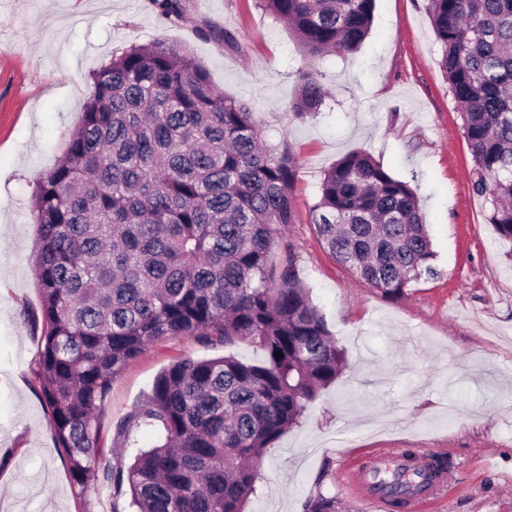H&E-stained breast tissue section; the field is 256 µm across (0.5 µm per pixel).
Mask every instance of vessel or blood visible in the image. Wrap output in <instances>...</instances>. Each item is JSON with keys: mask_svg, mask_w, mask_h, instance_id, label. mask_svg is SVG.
I'll return each instance as SVG.
<instances>
[{"mask_svg": "<svg viewBox=\"0 0 512 512\" xmlns=\"http://www.w3.org/2000/svg\"><path fill=\"white\" fill-rule=\"evenodd\" d=\"M437 455L436 449L424 448L408 459L399 449H388L355 468L349 490L372 512H388L395 494L389 476L396 471L407 472L414 480L402 492L406 512H428L448 491L446 470L433 467Z\"/></svg>", "mask_w": 512, "mask_h": 512, "instance_id": "1", "label": "vessel or blood"}]
</instances>
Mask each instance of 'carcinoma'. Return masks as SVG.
<instances>
[{"label": "carcinoma", "instance_id": "cac0c4a2", "mask_svg": "<svg viewBox=\"0 0 512 512\" xmlns=\"http://www.w3.org/2000/svg\"><path fill=\"white\" fill-rule=\"evenodd\" d=\"M376 0H259L312 56L352 53ZM170 20L185 0H153ZM441 64L460 107L473 190L512 244V0H428ZM206 39L236 45L204 24ZM291 109L322 105L311 70ZM297 163L288 143L265 146L250 108L213 88L184 46L134 45L96 74L79 130L36 184V277L43 331L36 371L57 447L87 487L104 450L96 419L112 379L144 349L180 336L232 354L184 357L156 379L137 412L161 431L112 476L136 512H244L267 449L341 376L345 355L297 280L268 257L293 223ZM313 223L335 260L390 297L436 274L416 195L370 154L325 173ZM282 357H275V353ZM321 494L305 512H335Z\"/></svg>", "mask_w": 512, "mask_h": 512}]
</instances>
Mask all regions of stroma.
<instances>
[{
  "mask_svg": "<svg viewBox=\"0 0 512 512\" xmlns=\"http://www.w3.org/2000/svg\"><path fill=\"white\" fill-rule=\"evenodd\" d=\"M427 4L376 0L356 53L313 58L257 0H187L176 21L153 0H0V512H131L128 485L107 470L158 443L157 430L133 415L159 374L187 356L263 357L246 341L227 349L191 336L147 348L102 404L107 454L94 481L73 485L34 376L32 195L81 125L99 68L158 39L189 47L215 89L250 104L265 140L295 153L294 222L269 266L293 257L347 360L268 449L246 512H304L319 494L335 498L336 512H367L345 481L378 448H435L450 461L448 495L430 512H512V245L472 190V157ZM205 22L234 34L236 48L199 36ZM301 69L318 72L324 91L305 118L289 110ZM355 151L407 182L428 224L437 273L399 298L337 263L311 221L325 172Z\"/></svg>",
  "mask_w": 512,
  "mask_h": 512,
  "instance_id": "obj_1",
  "label": "stroma"
}]
</instances>
